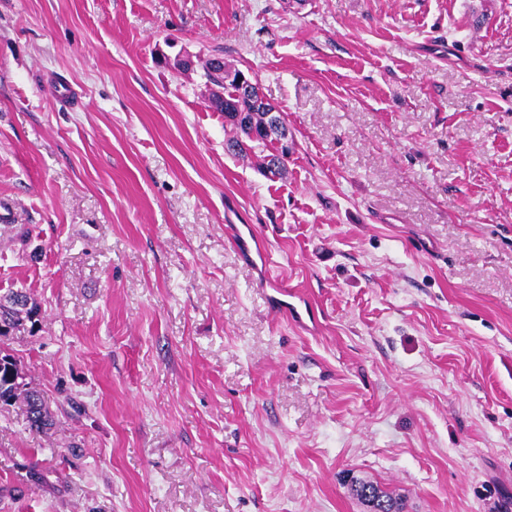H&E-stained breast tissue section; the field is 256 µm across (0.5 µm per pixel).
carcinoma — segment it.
<instances>
[{"mask_svg": "<svg viewBox=\"0 0 512 512\" xmlns=\"http://www.w3.org/2000/svg\"><path fill=\"white\" fill-rule=\"evenodd\" d=\"M203 71L206 82L213 87L209 107L224 113L226 124L238 133L227 140L228 151L242 153L248 141L265 144L287 139L283 117L269 116L257 106L261 92L256 77H250L251 84L242 86L237 81L238 69L221 60H206ZM36 314L37 307L31 303L26 288L0 294V337L12 335ZM17 402L25 407L30 430L45 432L52 427L53 414L40 391L21 382L17 362L0 351V406ZM354 487L369 512H403L402 498L394 492L366 481H357Z\"/></svg>", "mask_w": 512, "mask_h": 512, "instance_id": "carcinoma-1", "label": "carcinoma"}]
</instances>
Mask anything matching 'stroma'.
<instances>
[{
  "instance_id": "35a3bbf8",
  "label": "stroma",
  "mask_w": 512,
  "mask_h": 512,
  "mask_svg": "<svg viewBox=\"0 0 512 512\" xmlns=\"http://www.w3.org/2000/svg\"><path fill=\"white\" fill-rule=\"evenodd\" d=\"M216 54L283 114L285 176L227 152ZM20 286L0 347L54 425L0 407V512H367L355 478L512 512V0H0ZM30 301L31 298L24 287L11 289L5 294H0L1 338L12 335L14 331L23 327L26 321L35 324L36 320L33 319L37 314V307ZM1 338L0 341H2Z\"/></svg>"
}]
</instances>
